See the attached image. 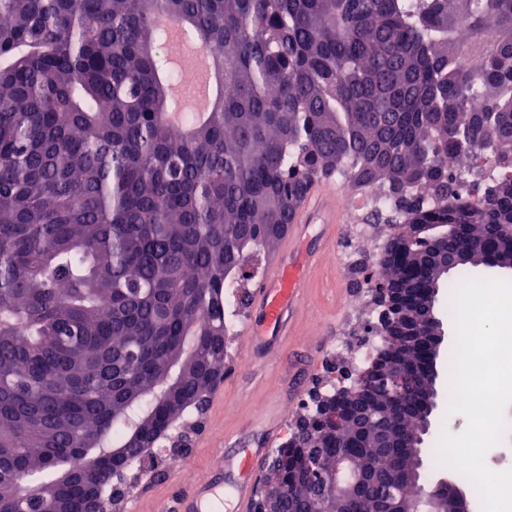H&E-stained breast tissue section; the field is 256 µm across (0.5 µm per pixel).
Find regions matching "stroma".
I'll use <instances>...</instances> for the list:
<instances>
[{"instance_id": "stroma-1", "label": "stroma", "mask_w": 512, "mask_h": 512, "mask_svg": "<svg viewBox=\"0 0 512 512\" xmlns=\"http://www.w3.org/2000/svg\"><path fill=\"white\" fill-rule=\"evenodd\" d=\"M346 225H339L337 238L321 240L320 225H310L302 243L311 250L326 244L329 253L324 266L311 279L306 308L295 330L283 339L282 360L278 366L257 363L250 337L243 333L248 304H240L231 316L225 336L226 370L222 386L214 390L203 416V428L178 464L167 455L157 458V475L144 477L139 489L128 497L123 512H174L176 498L189 490L192 482L210 477L224 464L227 440L256 444L260 438L259 417L272 407L282 419V434H289L292 423L302 412L301 404L316 390L327 391L339 381V367H354L346 339L360 335L363 321L373 314L365 306V296L355 288L351 268L340 265L339 241L347 237ZM432 426L422 445L425 470L433 478L455 477L454 469L438 463L435 443L443 431L460 432L466 425L463 415L448 411L447 400H440L431 416Z\"/></svg>"}]
</instances>
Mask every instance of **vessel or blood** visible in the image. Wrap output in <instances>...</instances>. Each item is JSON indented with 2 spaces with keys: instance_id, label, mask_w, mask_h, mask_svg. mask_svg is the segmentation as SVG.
<instances>
[{
  "instance_id": "b4317fda",
  "label": "vessel or blood",
  "mask_w": 512,
  "mask_h": 512,
  "mask_svg": "<svg viewBox=\"0 0 512 512\" xmlns=\"http://www.w3.org/2000/svg\"><path fill=\"white\" fill-rule=\"evenodd\" d=\"M346 220L343 196L325 182H313L292 216V224L281 258L264 270L250 296L251 315L245 325L247 335L284 336L302 309L311 272L322 266L324 252H306L300 242L308 225L319 224L334 230ZM263 455L259 448H228L224 451V470L233 474L232 512H249L258 463ZM224 493L223 480L194 484L191 493L182 499L181 512H210L209 506Z\"/></svg>"
}]
</instances>
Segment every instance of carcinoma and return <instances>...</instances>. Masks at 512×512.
Wrapping results in <instances>:
<instances>
[{
    "label": "carcinoma",
    "instance_id": "obj_1",
    "mask_svg": "<svg viewBox=\"0 0 512 512\" xmlns=\"http://www.w3.org/2000/svg\"><path fill=\"white\" fill-rule=\"evenodd\" d=\"M186 29L223 88L173 134L175 68L159 21ZM461 52L478 64L462 69ZM485 94L475 111L470 99ZM494 157L488 187L461 179ZM390 201L380 270L356 287L398 288V323L429 336L419 290L497 256L512 262V0H0V512L29 478L30 512H81L84 485L58 480L82 451L135 455L224 371L210 354L229 322L224 268L273 250L314 180ZM196 327L206 358L161 376ZM428 382L421 350L382 339ZM381 390L372 417L338 434L305 406L290 437L327 464L379 457L339 512H417L401 479L419 414ZM282 512H319L310 455L276 449ZM303 482L296 484V471Z\"/></svg>",
    "mask_w": 512,
    "mask_h": 512
}]
</instances>
